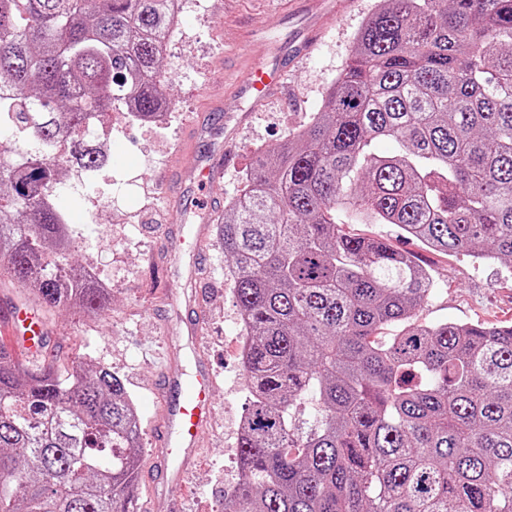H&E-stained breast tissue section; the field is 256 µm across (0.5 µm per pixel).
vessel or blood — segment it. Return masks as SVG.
Returning a JSON list of instances; mask_svg holds the SVG:
<instances>
[{
	"instance_id": "obj_1",
	"label": "vessel or blood",
	"mask_w": 512,
	"mask_h": 512,
	"mask_svg": "<svg viewBox=\"0 0 512 512\" xmlns=\"http://www.w3.org/2000/svg\"><path fill=\"white\" fill-rule=\"evenodd\" d=\"M335 11V0H314L301 41L292 51L277 50L266 60L249 64L234 79L238 95L256 106L277 90L291 62L312 49L324 31L326 18ZM232 157L229 145L213 148L191 173V180L217 185L224 177L226 161ZM7 321L28 352L40 351L46 330L38 317L23 310L9 313ZM201 322V306H188L181 318L182 331L195 346L201 342ZM215 385L216 377L209 360L200 356L191 372L184 371L178 359H170L156 389L162 412L152 436L156 451L150 465L151 485L164 512H178V493L184 476L212 425L210 396Z\"/></svg>"
}]
</instances>
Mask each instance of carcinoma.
Wrapping results in <instances>:
<instances>
[{
    "mask_svg": "<svg viewBox=\"0 0 512 512\" xmlns=\"http://www.w3.org/2000/svg\"><path fill=\"white\" fill-rule=\"evenodd\" d=\"M169 17L170 0H0V130L25 145L0 153V285L111 305L53 194L108 162L112 112L161 115ZM347 224L512 268V0H377L325 108L258 152L217 224L248 391L224 512H512V325L421 321L429 269ZM56 360L0 346V512H135L131 396Z\"/></svg>",
    "mask_w": 512,
    "mask_h": 512,
    "instance_id": "1",
    "label": "carcinoma"
}]
</instances>
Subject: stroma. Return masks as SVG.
<instances>
[{"label":"stroma","mask_w":512,"mask_h":512,"mask_svg":"<svg viewBox=\"0 0 512 512\" xmlns=\"http://www.w3.org/2000/svg\"><path fill=\"white\" fill-rule=\"evenodd\" d=\"M375 2L346 0L326 34L289 71L283 91L252 108L227 79L266 58L273 45L287 44L303 22L302 0H182L181 31L165 47L162 62L170 96L164 121L113 113L108 165L89 177L69 172L55 201L75 242L73 259L108 285L112 303L91 314L40 309L47 329L44 351L80 355L123 379L141 417L144 468L160 409L154 390L167 359L176 349L186 366L194 364L192 350L177 346L181 307L173 296L200 294L203 352L218 373L215 425L184 480L180 512H221L236 478L235 446L247 390L235 345L239 311L226 284L222 241L214 230L203 241L208 271L194 284L186 274L189 247L171 243L168 230L178 227L188 235L199 224H217L257 152L285 141L325 107L326 90L345 66ZM218 114L240 117L242 123L235 158L217 194L186 174L210 148L206 141H191V124H212ZM348 230L415 251L432 269L438 286L420 311L421 320L512 325V270L499 262L415 247L390 224H352Z\"/></svg>","instance_id":"obj_1"}]
</instances>
